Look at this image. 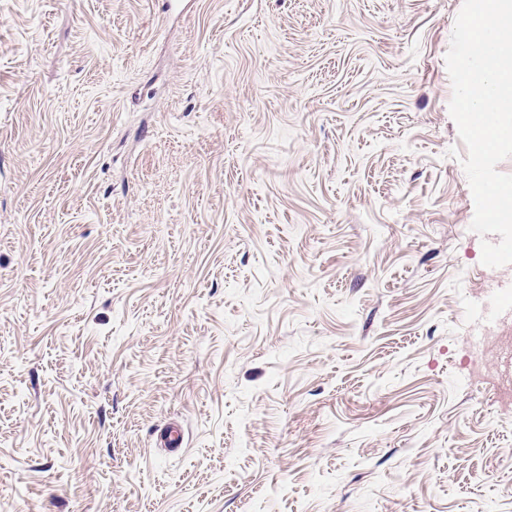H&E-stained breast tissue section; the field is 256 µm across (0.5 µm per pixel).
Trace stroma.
Instances as JSON below:
<instances>
[{
    "label": "stroma",
    "instance_id": "stroma-1",
    "mask_svg": "<svg viewBox=\"0 0 512 512\" xmlns=\"http://www.w3.org/2000/svg\"><path fill=\"white\" fill-rule=\"evenodd\" d=\"M462 6L0 0L6 512H512Z\"/></svg>",
    "mask_w": 512,
    "mask_h": 512
}]
</instances>
